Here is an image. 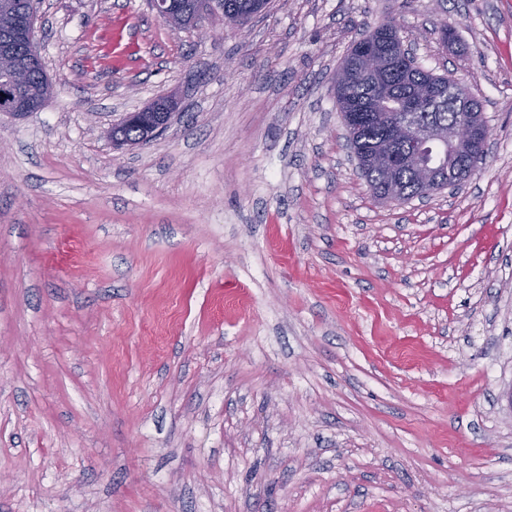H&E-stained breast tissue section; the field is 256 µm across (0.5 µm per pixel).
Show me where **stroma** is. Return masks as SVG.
Instances as JSON below:
<instances>
[{"label":"stroma","instance_id":"obj_1","mask_svg":"<svg viewBox=\"0 0 512 512\" xmlns=\"http://www.w3.org/2000/svg\"><path fill=\"white\" fill-rule=\"evenodd\" d=\"M37 16L53 97L0 115V512H512V0H271L208 40L148 0ZM387 20L490 133L461 188L382 204L333 79ZM181 101V95L178 90L169 92L168 96L154 100L151 104L138 112H126L119 119L112 123V129L108 136L116 146H134L143 145L145 139H153L157 134L162 133L169 125ZM138 124L141 126L142 138L137 128H127L126 135H137L134 140H127L117 132L120 128L128 125Z\"/></svg>","mask_w":512,"mask_h":512}]
</instances>
